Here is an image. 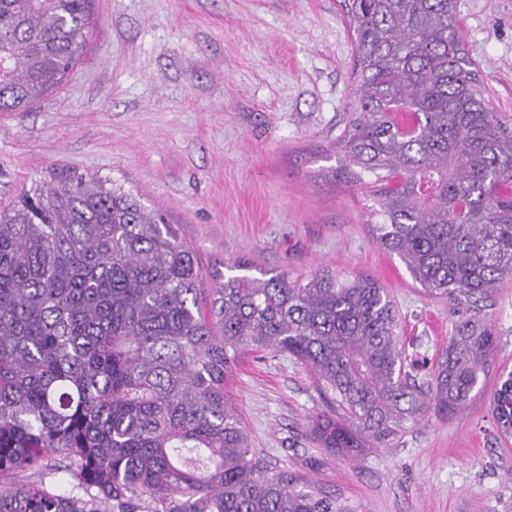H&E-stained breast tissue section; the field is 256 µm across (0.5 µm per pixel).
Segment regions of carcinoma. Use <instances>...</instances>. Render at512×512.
<instances>
[{
  "mask_svg": "<svg viewBox=\"0 0 512 512\" xmlns=\"http://www.w3.org/2000/svg\"><path fill=\"white\" fill-rule=\"evenodd\" d=\"M92 0H0V112H24L81 57ZM353 103L336 139L375 176L377 244L448 303L431 378L405 369L393 301L367 275L212 276L163 213L122 186L62 173L0 211V478L63 470L82 496L0 484V512H360L252 451L228 398L239 364L286 353L330 412L334 453L386 447L430 410L465 407L500 338L512 278V119L485 96L456 0H349ZM512 434V370L492 396Z\"/></svg>",
  "mask_w": 512,
  "mask_h": 512,
  "instance_id": "carcinoma-1",
  "label": "carcinoma"
}]
</instances>
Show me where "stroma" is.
<instances>
[{"label":"stroma","mask_w":512,"mask_h":512,"mask_svg":"<svg viewBox=\"0 0 512 512\" xmlns=\"http://www.w3.org/2000/svg\"><path fill=\"white\" fill-rule=\"evenodd\" d=\"M346 4L94 0L73 74L28 111L0 112V210L54 172L76 171L160 210L204 278L242 259L253 277H375L396 304L409 360L427 372L447 341L448 306L373 239L368 183L337 173L352 102ZM457 15L493 106L512 117V0H457ZM493 320L500 343L467 406L429 413L355 459L315 442L322 399L288 355L249 358L231 401L269 469L334 486L361 512H512V437L490 406L501 368H512V282Z\"/></svg>","instance_id":"35a3bbf8"}]
</instances>
